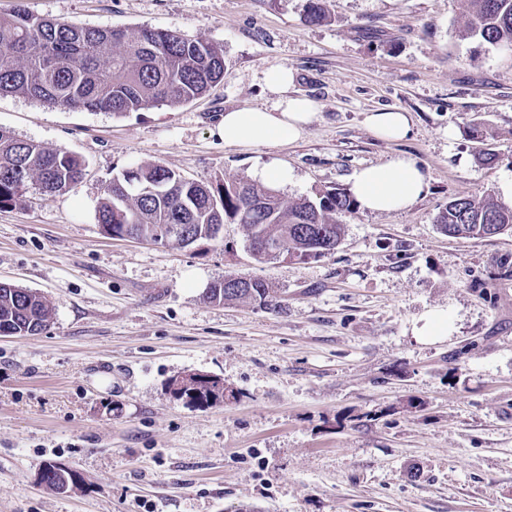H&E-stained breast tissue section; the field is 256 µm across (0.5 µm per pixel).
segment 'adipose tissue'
<instances>
[{
	"instance_id": "adipose-tissue-1",
	"label": "adipose tissue",
	"mask_w": 512,
	"mask_h": 512,
	"mask_svg": "<svg viewBox=\"0 0 512 512\" xmlns=\"http://www.w3.org/2000/svg\"><path fill=\"white\" fill-rule=\"evenodd\" d=\"M293 79L288 68L269 70L265 82L275 96L272 106H243L225 111L218 129L225 144L257 147L300 139L317 114V104L307 97L289 95L288 87ZM426 189L425 172L415 160L403 154L357 170L350 186L358 208L368 213L405 210L416 204Z\"/></svg>"
}]
</instances>
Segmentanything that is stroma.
I'll return each mask as SVG.
<instances>
[{
  "label": "stroma",
  "mask_w": 512,
  "mask_h": 512,
  "mask_svg": "<svg viewBox=\"0 0 512 512\" xmlns=\"http://www.w3.org/2000/svg\"><path fill=\"white\" fill-rule=\"evenodd\" d=\"M0 0L57 21L147 25L211 43L224 76L190 103L115 115L0 96V129L85 163L61 195L0 208V282L39 292L46 331L0 336V512H512V233L451 238L450 197L512 179V49L462 41L467 0ZM318 105L291 144L225 145L227 110L271 106L267 70ZM413 117L401 142L366 113ZM495 153L478 165V151ZM405 153L427 174L405 211L342 214L318 259L254 262L222 241L163 247L95 217L122 170L158 164L212 184L278 162L288 200L348 191L355 170ZM277 289L281 309L210 302L227 274ZM448 333L413 334L425 312ZM204 372L230 400L193 407L172 380ZM73 470L59 492L46 464Z\"/></svg>",
  "instance_id": "stroma-1"
}]
</instances>
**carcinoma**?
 Here are the masks:
<instances>
[{"label": "carcinoma", "instance_id": "1", "mask_svg": "<svg viewBox=\"0 0 512 512\" xmlns=\"http://www.w3.org/2000/svg\"><path fill=\"white\" fill-rule=\"evenodd\" d=\"M470 19L462 40L476 38L512 49V0H469ZM308 23L325 22L324 0H306ZM224 75V56L216 46L173 30L141 26L103 29L36 17L21 9L0 15V96L23 94L51 107L127 115L150 107L187 104L204 96ZM84 163L70 152L20 140L0 129V207L17 204L35 185L61 194L81 180ZM354 200L336 189L314 197L284 201L278 191L245 176L202 185L159 165H138L112 179L99 204L97 219L113 238L134 235L157 242L171 224H188L182 247L220 241L226 224L245 231L258 263L279 258H320L324 247L342 241L338 216L354 209ZM439 230L456 238H490L512 232V205L487 194L454 196L436 217ZM236 275L213 283L207 298L218 304L249 300L275 310L274 288L250 278L237 287ZM51 308L39 293L0 283V335L25 336L44 331ZM193 405L224 400V384L199 381L175 392ZM41 482L65 491L75 473L49 463Z\"/></svg>", "mask_w": 512, "mask_h": 512}]
</instances>
